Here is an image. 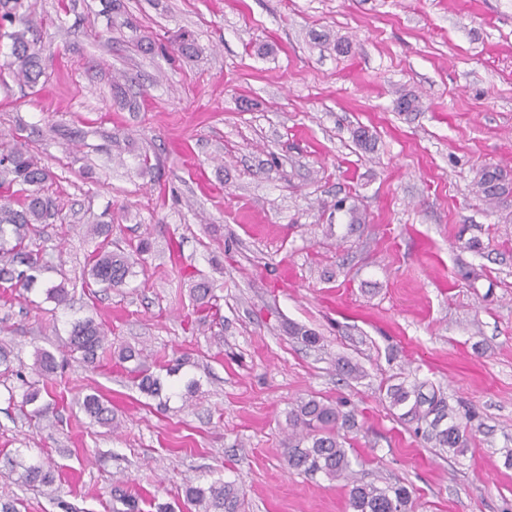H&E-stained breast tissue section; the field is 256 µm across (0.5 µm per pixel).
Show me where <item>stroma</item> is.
<instances>
[{
  "instance_id": "obj_1",
  "label": "stroma",
  "mask_w": 512,
  "mask_h": 512,
  "mask_svg": "<svg viewBox=\"0 0 512 512\" xmlns=\"http://www.w3.org/2000/svg\"><path fill=\"white\" fill-rule=\"evenodd\" d=\"M24 3L46 73L0 84V141L57 173L61 215L39 240L48 270L0 287V340L17 356L0 373V460L43 461L57 492L0 477V504L111 512L119 484L195 512L184 483L220 477L244 489L241 512H349L343 481L285 461L287 411L312 396L355 412L360 477L406 485L413 512H512V204L474 188L484 167L512 172V0ZM183 40L193 56L160 53ZM408 92L419 111H397ZM96 222L120 247L151 242L121 290L83 286ZM200 279L214 289L202 324ZM59 282L70 307L46 298ZM85 316L108 336L93 366L64 347ZM125 346L162 374L167 408L117 367ZM39 349L59 364L44 419L8 400ZM340 359L363 377L340 376ZM412 378L475 411L464 453L390 408L388 386ZM94 391L117 428L77 406Z\"/></svg>"
}]
</instances>
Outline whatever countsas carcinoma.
<instances>
[{"instance_id": "carcinoma-1", "label": "carcinoma", "mask_w": 512, "mask_h": 512, "mask_svg": "<svg viewBox=\"0 0 512 512\" xmlns=\"http://www.w3.org/2000/svg\"><path fill=\"white\" fill-rule=\"evenodd\" d=\"M21 0H0V26L14 25ZM30 26L9 34L11 40L8 68L14 77L35 84L43 73L42 55L37 43L29 38ZM54 178L51 170L24 147L0 150V281L25 288L37 280L47 261L43 250L31 244L40 235V225L58 216L55 200L47 193V183ZM476 193L488 205H502L512 199V173L499 167H485L475 181ZM93 235L100 242L89 255L87 286L101 285L107 289L123 288L137 262L143 260L149 243L142 239L128 251L112 250V226L95 224ZM192 295L201 306L208 305L212 288L204 280L194 283ZM47 298L56 305L70 304L69 291L62 284L47 289ZM107 333L94 318L77 319L71 324L67 341L70 353L87 364L100 361L106 351ZM37 376L47 379L57 372L53 354L40 351L34 363ZM139 391L152 398L161 394V382L148 367L140 363L135 369ZM426 384L404 381L387 389L390 406L400 417L423 426L424 437L435 447L461 454L467 443L468 423L474 414L464 413L466 424L456 421L457 409L438 390L425 393ZM91 421L103 426L114 424L112 408L96 393L87 394L79 402ZM355 426V417L343 411L342 405L325 403L315 397L301 399L288 410V468L308 476L322 474L330 480H343L348 487L350 512H411L412 502L406 486L395 483L383 487L364 482L356 476L349 449L345 447L346 432ZM9 473H18L24 485H42L55 494V478L40 462L28 465L6 459ZM187 503L198 512H240L243 491L232 481L217 478L206 484H187L183 489ZM114 499L122 508L113 512H140L137 497L121 489L114 490Z\"/></svg>"}]
</instances>
